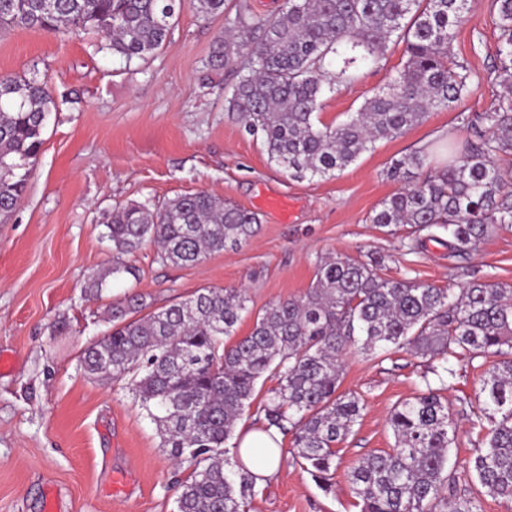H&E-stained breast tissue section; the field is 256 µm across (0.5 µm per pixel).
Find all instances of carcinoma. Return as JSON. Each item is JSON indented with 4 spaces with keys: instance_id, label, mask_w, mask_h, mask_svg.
Segmentation results:
<instances>
[{
    "instance_id": "carcinoma-1",
    "label": "carcinoma",
    "mask_w": 512,
    "mask_h": 512,
    "mask_svg": "<svg viewBox=\"0 0 512 512\" xmlns=\"http://www.w3.org/2000/svg\"><path fill=\"white\" fill-rule=\"evenodd\" d=\"M225 0H197L207 17ZM182 0H0V26L79 32L93 28L127 63L146 61L168 41ZM498 30L494 72L504 94L463 117L468 137L444 145L433 172L426 149L391 161L402 184L369 216L395 235L408 228L405 254L434 241L462 276L498 229L512 225V0H492ZM469 0H283L270 18L244 0L237 32L213 47L210 65L233 62L244 74L225 108L270 161L296 178L327 177L382 139L421 123L432 109L458 102L471 72L451 45ZM405 61L388 91L339 124L319 120L323 96L380 61L390 44ZM55 102L46 82L0 76V216L19 203L44 143ZM259 219L199 191L149 206L112 210L105 237L119 255L146 244L164 264L194 265L212 252L254 237ZM381 261L332 257L317 267L305 294L272 303L251 333L232 344L245 290L203 288L142 314L144 300L110 307V331L84 352L86 373L127 381L156 425L161 447L193 467L180 484L177 512H246L255 476L225 448L254 398L257 382L276 381L263 404L266 426L291 437L295 462L323 489L341 464L336 444L361 418L364 400L339 391L345 359L358 352L384 360L405 352L428 362L424 387L393 406L391 451L361 458L349 472L362 512H482L480 495L512 499V286L472 281L459 291L380 275ZM496 358L480 379L477 401L458 398L457 414L480 439L466 474L480 486L461 493L449 466L457 427L442 391L454 387V365ZM435 381H430L428 375Z\"/></svg>"
}]
</instances>
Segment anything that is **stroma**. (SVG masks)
Segmentation results:
<instances>
[{
	"mask_svg": "<svg viewBox=\"0 0 512 512\" xmlns=\"http://www.w3.org/2000/svg\"><path fill=\"white\" fill-rule=\"evenodd\" d=\"M224 16L202 19L184 0L166 45L148 61L125 62L104 48L95 29L78 33L0 30V75L47 82L55 107L42 152L16 209L0 219V512H175L176 483L191 473L175 466L160 436L126 389L88 375L83 350L106 334L109 305L142 295L149 310L202 288H243L249 302L234 336H247L269 303L302 295L327 257L383 258L385 277L460 288L445 247L429 243L401 255L400 238L368 221L399 185L389 163L429 144L467 135L461 117L500 93L492 71L495 15L491 0H473L451 52L471 78L460 102L435 109L399 137L378 141L346 169L297 179L271 162L261 139L224 108L233 67L211 70L208 58L225 34ZM403 45L362 67L354 82L325 93L319 118L345 121L396 77ZM198 191L257 213L256 236L207 255L196 265L161 263L154 246L127 255L137 278H109L112 244L103 233L114 208L153 204ZM286 209L262 208L266 196ZM105 277L100 295L89 282ZM469 276L512 284V228L486 240ZM424 359L406 353L345 362L342 390L364 401L362 417L338 445L341 465L323 491L292 462L283 442L277 477L258 485L250 512H361L347 471L362 457L390 450L392 407L421 387Z\"/></svg>",
	"mask_w": 512,
	"mask_h": 512,
	"instance_id": "stroma-1",
	"label": "stroma"
}]
</instances>
